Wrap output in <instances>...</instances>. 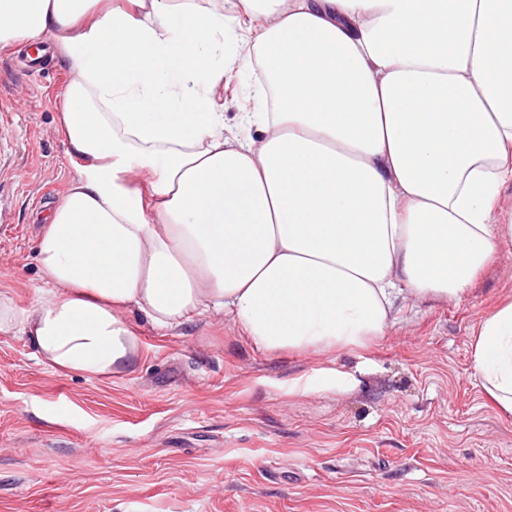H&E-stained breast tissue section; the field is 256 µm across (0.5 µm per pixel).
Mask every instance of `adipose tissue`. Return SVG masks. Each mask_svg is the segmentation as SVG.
Here are the masks:
<instances>
[{"instance_id": "1", "label": "adipose tissue", "mask_w": 512, "mask_h": 512, "mask_svg": "<svg viewBox=\"0 0 512 512\" xmlns=\"http://www.w3.org/2000/svg\"><path fill=\"white\" fill-rule=\"evenodd\" d=\"M242 29L265 80L229 138L211 101ZM50 33L79 165L38 239L48 294L1 289L0 334L56 373L131 372L134 312L159 332L221 315L268 353L358 348L512 242V0H0L1 45ZM471 356L512 413V302Z\"/></svg>"}]
</instances>
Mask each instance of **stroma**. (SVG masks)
<instances>
[{
    "label": "stroma",
    "instance_id": "35a3bbf8",
    "mask_svg": "<svg viewBox=\"0 0 512 512\" xmlns=\"http://www.w3.org/2000/svg\"><path fill=\"white\" fill-rule=\"evenodd\" d=\"M0 48V289L45 296L36 242L78 161L59 131L74 74L44 39ZM255 77L224 76V134ZM512 298V244L464 297L403 302L362 348L256 349L204 316L168 333L134 315L143 355L99 380L53 372L0 334V512H512V414L471 362L484 313Z\"/></svg>",
    "mask_w": 512,
    "mask_h": 512
}]
</instances>
